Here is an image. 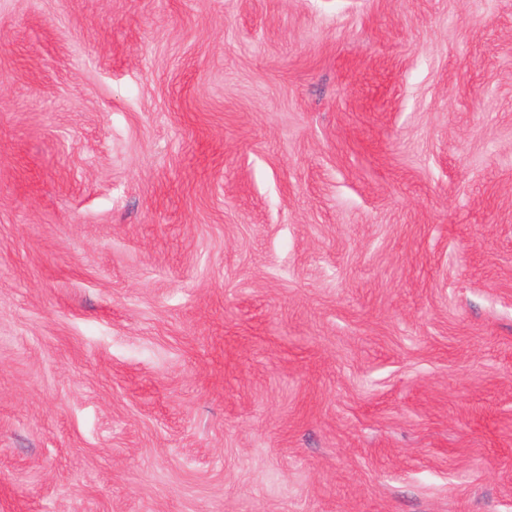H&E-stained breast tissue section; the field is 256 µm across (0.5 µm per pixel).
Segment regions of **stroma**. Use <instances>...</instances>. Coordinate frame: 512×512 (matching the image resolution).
<instances>
[{"instance_id":"obj_1","label":"stroma","mask_w":512,"mask_h":512,"mask_svg":"<svg viewBox=\"0 0 512 512\" xmlns=\"http://www.w3.org/2000/svg\"><path fill=\"white\" fill-rule=\"evenodd\" d=\"M0 512H512V0H0Z\"/></svg>"}]
</instances>
